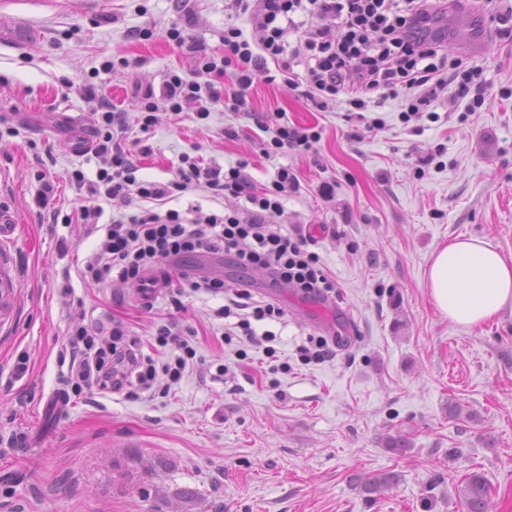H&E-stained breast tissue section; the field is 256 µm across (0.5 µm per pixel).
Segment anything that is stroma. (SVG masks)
Returning <instances> with one entry per match:
<instances>
[{
  "mask_svg": "<svg viewBox=\"0 0 512 512\" xmlns=\"http://www.w3.org/2000/svg\"><path fill=\"white\" fill-rule=\"evenodd\" d=\"M188 7L0 0V213L15 224L0 233V277L10 286L0 313V512H465L458 489L475 470L492 486L489 512H512V307L468 330L437 311L424 284L433 251L461 234L512 256V36L488 20L512 0H459L444 14L449 60L482 71L485 103L475 112L447 92L404 123L390 101L366 113L384 129L355 142L349 132L360 123L346 121L344 101L318 112L283 81L262 83L256 111L321 134L316 154L268 159L255 154L251 116L218 105L203 118L192 104L158 113L152 153L136 159L138 181L175 178L185 154L224 167L250 159L261 185L280 165L297 172L299 190L271 221L286 232L311 227L339 294L331 322L316 320L317 300L290 291L279 301L283 320L256 323L275 333L285 373L270 372L262 350L248 348L242 361L225 345L234 320L218 314L223 296L199 291L178 310L166 288L147 303L121 283L85 284L79 269L98 234L52 223L36 204L39 173L54 180L65 215L83 203L72 173L96 177L99 161L75 146L94 118L83 85L127 110L135 138L131 82L193 76L166 29L179 25L216 54L225 25L252 31L225 0ZM150 23L153 37L131 38ZM121 57L142 64L104 71ZM229 125L243 138L225 139ZM436 152L441 165L418 170L417 156ZM326 181L336 185L329 201L319 194ZM66 283L73 292L63 297ZM114 316L158 360L167 351L149 344L157 325L197 329L193 370L165 396L85 393L55 406L68 329ZM320 335L338 339L335 357L302 362L299 346ZM22 352L29 369L18 379ZM455 404L463 412L453 419ZM398 434L410 442L401 456L386 448ZM382 471L398 483L368 494L350 480Z\"/></svg>",
  "mask_w": 512,
  "mask_h": 512,
  "instance_id": "1",
  "label": "stroma"
}]
</instances>
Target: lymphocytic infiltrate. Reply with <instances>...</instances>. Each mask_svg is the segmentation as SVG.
<instances>
[{
    "mask_svg": "<svg viewBox=\"0 0 512 512\" xmlns=\"http://www.w3.org/2000/svg\"><path fill=\"white\" fill-rule=\"evenodd\" d=\"M231 7L249 15L257 36L250 40L241 28L225 27L221 55L178 27L167 29L168 39L194 58L195 77L186 80L173 72L160 88L135 92L141 132H149L157 112L180 114L186 101L196 103L202 114L215 104L228 112L252 111L255 84L280 76L320 111L339 94L359 111L403 98L405 122L451 83L457 97L470 98V110L485 102L482 86L473 83V70L449 63L442 15L431 0H231ZM333 25L340 37L330 36ZM82 94L98 103L100 120L92 127L88 150L101 162L95 179L80 172L71 177L76 188L87 192L75 222L100 234L81 271L83 280L97 287L141 284L157 273L165 281H178V294L202 290L223 295V315H238L236 327L246 341L263 345L267 357H274L273 332H256L254 325L282 319L283 308L254 300L247 282L196 278L177 265L194 255H221L241 269L263 270L272 287H289L307 298L336 296V280L314 250L316 237L299 226L283 232L269 221L282 210V197L300 187L294 170L280 166L271 185L260 188L247 172L248 161L224 167L190 158L175 180L138 182L134 158L149 148H127L126 110L99 96L94 85H85ZM256 126L270 136L262 148L267 157L307 153L321 139L319 132L287 123L271 125L260 118ZM196 190L241 198L245 204L222 214H205L195 205L183 212L169 208L171 198ZM108 205L124 209V216L102 223ZM194 333L189 326H158L154 342L171 351L158 362L143 354L123 320H113L108 330L75 325L63 345L70 355L67 383L79 395L122 390L136 399L154 389L169 392L194 366L197 351L188 341Z\"/></svg>",
    "mask_w": 512,
    "mask_h": 512,
    "instance_id": "1",
    "label": "lymphocytic infiltrate"
}]
</instances>
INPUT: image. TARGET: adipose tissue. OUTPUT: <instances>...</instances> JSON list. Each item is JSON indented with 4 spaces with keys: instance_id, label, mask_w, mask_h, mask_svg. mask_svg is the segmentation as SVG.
I'll return each mask as SVG.
<instances>
[{
    "instance_id": "adipose-tissue-1",
    "label": "adipose tissue",
    "mask_w": 512,
    "mask_h": 512,
    "mask_svg": "<svg viewBox=\"0 0 512 512\" xmlns=\"http://www.w3.org/2000/svg\"><path fill=\"white\" fill-rule=\"evenodd\" d=\"M425 283L441 315L472 329L512 304V259L483 239L461 235L433 252Z\"/></svg>"
}]
</instances>
